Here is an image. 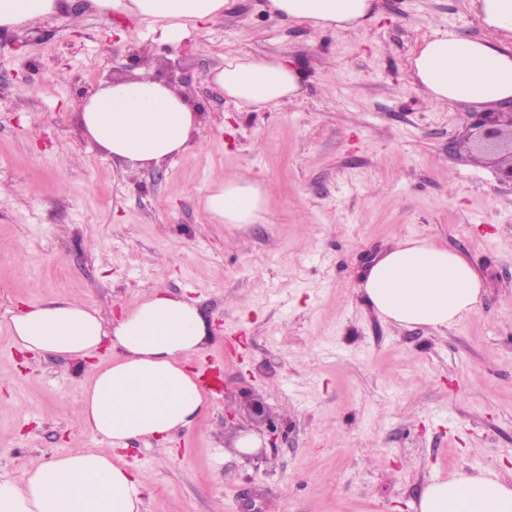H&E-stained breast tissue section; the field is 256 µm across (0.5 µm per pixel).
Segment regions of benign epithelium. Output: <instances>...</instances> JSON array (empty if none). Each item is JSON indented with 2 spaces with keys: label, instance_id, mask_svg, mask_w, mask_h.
<instances>
[{
  "label": "benign epithelium",
  "instance_id": "obj_1",
  "mask_svg": "<svg viewBox=\"0 0 512 512\" xmlns=\"http://www.w3.org/2000/svg\"><path fill=\"white\" fill-rule=\"evenodd\" d=\"M467 140L496 168L502 182L512 184V105L501 112L471 113Z\"/></svg>",
  "mask_w": 512,
  "mask_h": 512
}]
</instances>
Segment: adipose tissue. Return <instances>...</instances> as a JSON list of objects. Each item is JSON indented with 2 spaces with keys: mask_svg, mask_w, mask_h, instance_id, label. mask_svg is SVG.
Returning a JSON list of instances; mask_svg holds the SVG:
<instances>
[{
  "mask_svg": "<svg viewBox=\"0 0 512 512\" xmlns=\"http://www.w3.org/2000/svg\"><path fill=\"white\" fill-rule=\"evenodd\" d=\"M104 8L151 21L160 43L177 48L198 25L217 18L224 0H96ZM483 38L433 31L408 70L434 103L497 109L512 99V0H471ZM278 16L327 31L359 30L378 15L375 0H270ZM57 0H0V31L50 20ZM166 56L133 76L103 81L84 98L78 123L113 160L136 169L187 152L201 115L185 94L156 75ZM204 80L238 106L260 111L294 101L301 71L282 56L228 54ZM265 207L261 186L232 174L213 181L201 201L211 224H251ZM483 281L461 253L425 240L398 241L370 266L360 289L386 319L402 326L445 328L473 312ZM20 349L84 359L103 342L118 360L95 367L82 387L80 416L100 448L55 454L17 479L0 478V512H142L141 484L112 460V449L136 438L166 440L202 410L196 373L183 355L210 338L188 299L155 292L112 324L70 299L35 303L14 315ZM418 512H512V483L493 473L461 474L423 490Z\"/></svg>",
  "mask_w": 512,
  "mask_h": 512,
  "instance_id": "adipose-tissue-1",
  "label": "adipose tissue"
}]
</instances>
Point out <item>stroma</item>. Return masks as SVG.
I'll return each instance as SVG.
<instances>
[{
	"mask_svg": "<svg viewBox=\"0 0 512 512\" xmlns=\"http://www.w3.org/2000/svg\"><path fill=\"white\" fill-rule=\"evenodd\" d=\"M58 4L36 47L0 34V476L100 447L77 407L117 356L20 351L12 317L67 297L110 322L159 291L196 302L212 339L183 361L219 381L168 441L120 450L143 512H416L434 480L512 481V184L465 141L471 106L438 107L406 78L433 29L484 36L470 0H380L365 28L325 33L225 0L175 56L202 110L195 146L135 170L77 112L148 64L152 34L93 0ZM235 52L294 59L299 98L252 112L204 83ZM227 172L265 188L255 223H207L201 199ZM406 237L469 259L476 312L404 327L367 304V268ZM244 435L253 457L235 450Z\"/></svg>",
	"mask_w": 512,
	"mask_h": 512,
	"instance_id": "1",
	"label": "stroma"
}]
</instances>
